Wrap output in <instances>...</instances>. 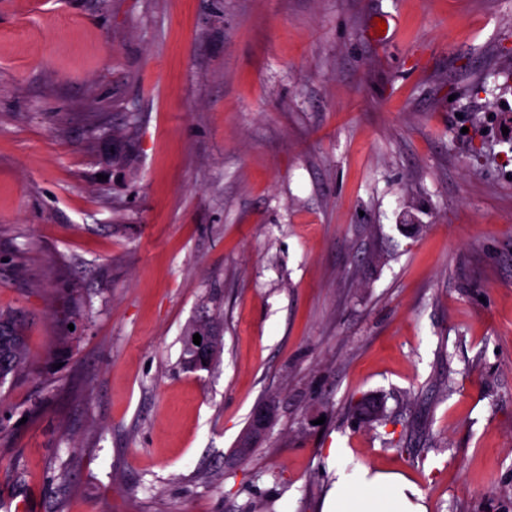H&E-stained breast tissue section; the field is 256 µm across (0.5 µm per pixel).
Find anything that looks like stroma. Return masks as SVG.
Returning a JSON list of instances; mask_svg holds the SVG:
<instances>
[{"label":"stroma","instance_id":"1","mask_svg":"<svg viewBox=\"0 0 512 512\" xmlns=\"http://www.w3.org/2000/svg\"><path fill=\"white\" fill-rule=\"evenodd\" d=\"M0 311V503L512 512V0H0ZM27 359L23 325L12 315L0 313V384L8 375L15 377ZM199 333L201 336L200 345H196L193 343V335ZM186 341L195 348L201 355H203L207 360H210L215 357L217 353V344L214 335L210 332L207 327L198 328L191 336L186 337ZM188 345H185L183 348V365L186 369L191 370H204L207 367H203L202 362L197 356L196 351ZM277 409L278 405L275 398H269L254 409L251 416L250 427L244 433L238 443V448H236L240 457H244L249 452L250 448L253 446V442L266 435L276 419ZM258 442L254 444L251 450ZM321 512H426L424 495L403 475L363 464L337 465Z\"/></svg>","mask_w":512,"mask_h":512}]
</instances>
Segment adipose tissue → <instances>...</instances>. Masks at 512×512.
<instances>
[{
  "mask_svg": "<svg viewBox=\"0 0 512 512\" xmlns=\"http://www.w3.org/2000/svg\"><path fill=\"white\" fill-rule=\"evenodd\" d=\"M322 512H426L422 492L403 475L363 464L340 465Z\"/></svg>",
  "mask_w": 512,
  "mask_h": 512,
  "instance_id": "ef3b65f1",
  "label": "adipose tissue"
}]
</instances>
